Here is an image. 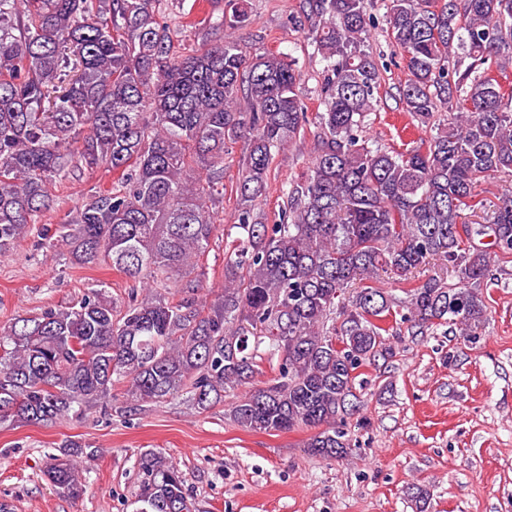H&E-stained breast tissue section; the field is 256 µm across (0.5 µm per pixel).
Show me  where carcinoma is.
<instances>
[{"mask_svg":"<svg viewBox=\"0 0 512 512\" xmlns=\"http://www.w3.org/2000/svg\"><path fill=\"white\" fill-rule=\"evenodd\" d=\"M156 0H0V255L52 209L50 185L106 166L112 187L56 225L49 247L78 264L103 255L126 277L164 286L199 265L224 197V152L247 141L237 185L238 237L224 250V290L203 304L156 292L119 306L94 289L77 303L18 316L0 332V426L67 417L125 384L120 412L179 397L203 413L228 389L238 425L316 432L309 451L340 460L359 409V369L393 356L406 326L472 336L486 317L491 255L512 257V197L490 206L481 185L512 176V0H389L385 22L406 60L402 111L447 122L405 151L369 144L381 71L366 45L367 0H307L297 23L326 62L310 174L289 183L280 220L254 213L274 154L308 123L300 73L281 54L250 55L233 37L184 58ZM229 27L247 20L228 0ZM468 214L480 218L466 222ZM463 225L465 236L457 232ZM491 238L490 252L474 237ZM446 262L420 278L432 261ZM393 275L397 299L378 286ZM274 372L264 386L263 365ZM47 470L70 498L84 493L74 441ZM138 512H194L180 469L139 458Z\"/></svg>","mask_w":512,"mask_h":512,"instance_id":"cac0c4a2","label":"carcinoma"}]
</instances>
